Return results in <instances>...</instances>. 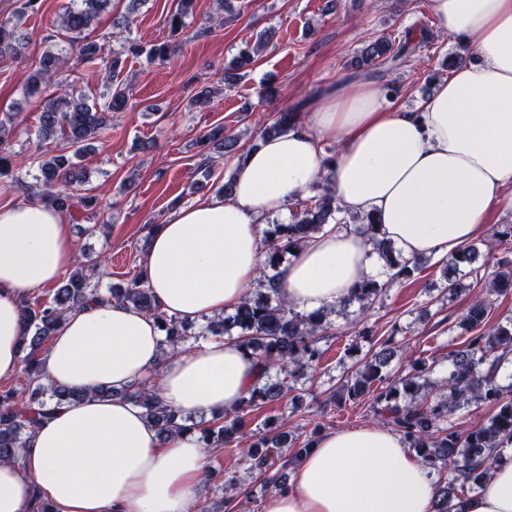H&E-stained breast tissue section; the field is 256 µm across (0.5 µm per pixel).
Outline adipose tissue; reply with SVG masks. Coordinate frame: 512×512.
<instances>
[{"label":"adipose tissue","mask_w":512,"mask_h":512,"mask_svg":"<svg viewBox=\"0 0 512 512\" xmlns=\"http://www.w3.org/2000/svg\"><path fill=\"white\" fill-rule=\"evenodd\" d=\"M474 63L450 68L418 111L360 79L315 96L299 126L246 148L230 162L234 193L173 209L150 236L140 273L159 308L187 323L235 309L258 280L260 226L287 211L321 176L337 204L372 215L404 258L447 256L478 237L512 185V0H428ZM340 150L325 163L320 144ZM75 261L70 224L43 203L0 207V379L23 368L22 302L53 286ZM353 228L315 234L279 271L288 303L340 305L371 274ZM153 316L117 300L69 311L41 356L43 383L89 392L52 408L20 461H0V512H189L205 474L198 431L162 437L129 397L155 379L165 406L184 414L236 410L259 366L215 338L160 355ZM111 387L109 399L93 397ZM437 484L401 436L380 427L321 436L272 493L263 512H435ZM459 512H512V462L495 468Z\"/></svg>","instance_id":"ef3b65f1"}]
</instances>
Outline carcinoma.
Instances as JSON below:
<instances>
[{
  "instance_id": "cac0c4a2",
  "label": "carcinoma",
  "mask_w": 512,
  "mask_h": 512,
  "mask_svg": "<svg viewBox=\"0 0 512 512\" xmlns=\"http://www.w3.org/2000/svg\"><path fill=\"white\" fill-rule=\"evenodd\" d=\"M195 0H177L176 9L169 16L170 30L174 33L185 27V18L193 12ZM112 7V0H80V6L68 10L62 26L69 33L64 44L46 51L37 68L29 76L26 92L41 96V137L47 139L60 135L63 146L50 157L39 161L40 177L34 184H21L29 197H40L64 213L76 207L94 210L98 197L74 193V186L85 182L86 176L79 165L80 159L109 127L110 113L124 110L129 102L130 89L116 81L122 56H144L150 62L166 61L178 48L177 43L143 45L129 41L122 51L105 60L106 93L102 101L91 100L77 88L66 85L61 93L42 95V87L63 72L69 58L78 55L96 59L100 47L89 40L94 22L101 13ZM427 33L408 30L400 38H379L369 43L355 60V68L367 71L377 64L391 62L403 65L416 51V46L426 42ZM29 45L28 36L22 31L0 25V58L16 62L24 60ZM256 47H245L224 65V81L234 83L252 68ZM300 119V108L280 113L276 122L262 130V136L278 135L295 127ZM17 115L8 114L0 119V175L8 173L12 161L5 152L6 125H13ZM216 148L232 153L237 139L217 130L209 135ZM322 192L309 200L296 204L291 220L272 224L266 236L267 249L263 262L262 290L247 295L234 312L218 322L209 323L195 335L188 324L163 313L155 303L151 289L141 277L126 285L98 288L94 276L100 261L77 268L63 282L50 302L38 307L23 306L25 327L23 343L24 372L28 379L22 390L0 391V460L17 461L26 447L31 431L45 414L49 402L60 405L75 402L88 396L110 397L112 390L100 389L91 394L66 388L48 386L41 382L40 360L37 352L44 342L60 327L65 314L89 301L115 299L127 302L154 317L164 332V348L170 350L183 346L192 338L210 333L223 336L236 332L234 342L252 355L261 365V374L238 409L226 421L213 418L211 425L200 429L202 439L211 448H224L234 442L245 423V416L296 390V382L309 375L319 363L322 352L318 347L320 333L331 328V315L345 311L357 303L367 309L385 292L389 283L408 279L419 270L418 261L403 264L392 260V243L380 237V229L372 216L343 217L344 210L336 203L328 177L321 178ZM330 224L353 226L365 242L372 245L380 259L388 266V281L380 282L368 276L355 288L339 308L298 311L282 297L277 286L278 268L285 257L299 248L313 234ZM512 240V225L502 224L488 240V250ZM477 249L471 244L444 260L448 291L462 292L457 276L462 269L472 266ZM489 291L506 294L512 291V259H496L489 280ZM491 303L476 299L456 322L461 346L448 351V377L438 396H432L434 386L424 379L429 372L421 359L409 361L410 370L405 374L391 375L387 368L397 353L395 335L371 338V331L357 332L347 352L355 358L351 374L343 384L347 399L356 402L367 394L373 396V411L387 425L401 434L406 445L425 464L439 472H448V478L438 484L435 512H455L453 501L467 492L482 488L493 466L501 461H512L501 449L512 446V382L503 385L499 374L507 356L512 354V318L504 323L488 326ZM129 396L145 410L163 436L184 430L177 422V415L158 399L154 385L144 381ZM492 405L496 413L487 422L466 431L447 425L452 412L472 405ZM288 433L278 431L275 425H265V433L251 443L248 457L250 469L258 472L267 485L278 490L285 488L283 470L288 465L283 447Z\"/></svg>"
}]
</instances>
